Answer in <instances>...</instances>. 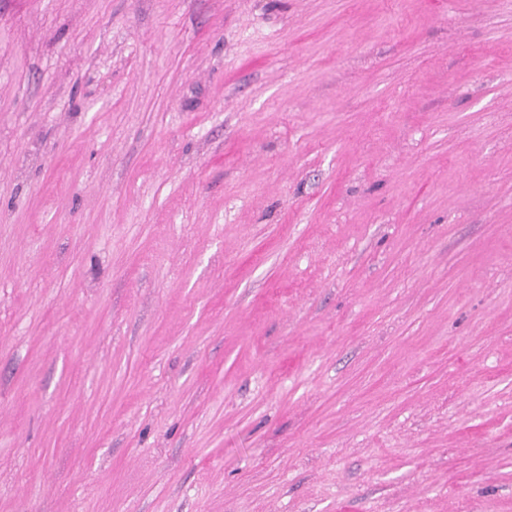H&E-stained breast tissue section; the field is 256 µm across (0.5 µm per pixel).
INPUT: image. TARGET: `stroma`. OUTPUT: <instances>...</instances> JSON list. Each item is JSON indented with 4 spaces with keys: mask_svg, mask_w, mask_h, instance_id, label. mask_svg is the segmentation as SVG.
Segmentation results:
<instances>
[{
    "mask_svg": "<svg viewBox=\"0 0 512 512\" xmlns=\"http://www.w3.org/2000/svg\"><path fill=\"white\" fill-rule=\"evenodd\" d=\"M0 512H512V0H0Z\"/></svg>",
    "mask_w": 512,
    "mask_h": 512,
    "instance_id": "stroma-1",
    "label": "stroma"
}]
</instances>
